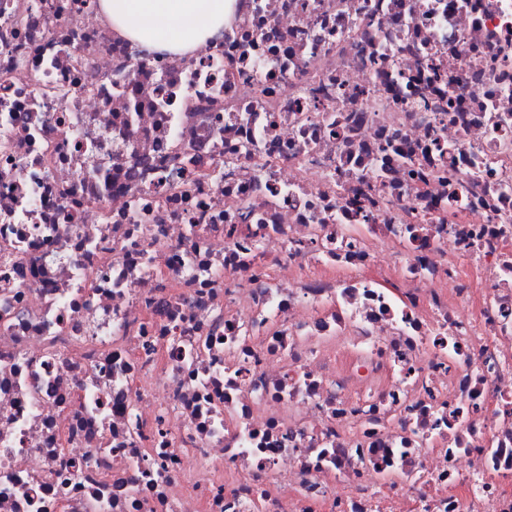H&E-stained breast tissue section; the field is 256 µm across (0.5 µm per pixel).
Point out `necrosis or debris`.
Segmentation results:
<instances>
[{
	"mask_svg": "<svg viewBox=\"0 0 512 512\" xmlns=\"http://www.w3.org/2000/svg\"><path fill=\"white\" fill-rule=\"evenodd\" d=\"M0 512H512V0H0ZM99 16L127 40L184 55L224 27L235 0H98Z\"/></svg>",
	"mask_w": 512,
	"mask_h": 512,
	"instance_id": "4bbe7bcc",
	"label": "necrosis or debris"
}]
</instances>
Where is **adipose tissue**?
Wrapping results in <instances>:
<instances>
[{
    "label": "adipose tissue",
    "instance_id": "ef3b65f1",
    "mask_svg": "<svg viewBox=\"0 0 512 512\" xmlns=\"http://www.w3.org/2000/svg\"><path fill=\"white\" fill-rule=\"evenodd\" d=\"M100 17L127 40L184 55L233 14L235 0H97Z\"/></svg>",
    "mask_w": 512,
    "mask_h": 512
}]
</instances>
